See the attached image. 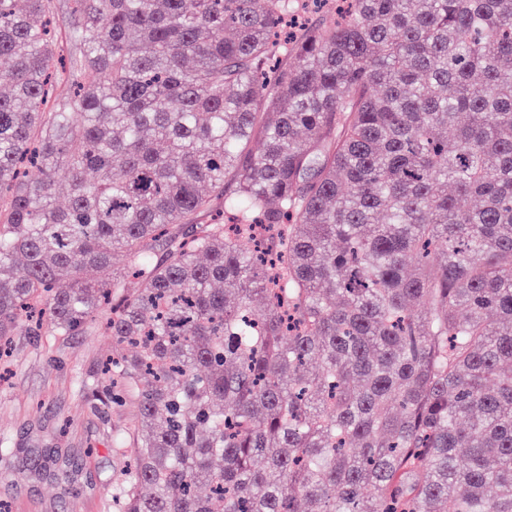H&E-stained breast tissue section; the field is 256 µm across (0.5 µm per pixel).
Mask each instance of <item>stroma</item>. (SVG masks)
<instances>
[{
	"instance_id": "stroma-1",
	"label": "stroma",
	"mask_w": 512,
	"mask_h": 512,
	"mask_svg": "<svg viewBox=\"0 0 512 512\" xmlns=\"http://www.w3.org/2000/svg\"><path fill=\"white\" fill-rule=\"evenodd\" d=\"M112 338L96 321L54 333L48 315L21 328L0 358V504L8 512H113L112 485L128 458L120 440L135 397L110 400L102 374Z\"/></svg>"
}]
</instances>
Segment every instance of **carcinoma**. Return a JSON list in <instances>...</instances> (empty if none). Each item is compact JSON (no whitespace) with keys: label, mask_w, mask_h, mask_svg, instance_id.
Returning a JSON list of instances; mask_svg holds the SVG:
<instances>
[{"label":"carcinoma","mask_w":512,"mask_h":512,"mask_svg":"<svg viewBox=\"0 0 512 512\" xmlns=\"http://www.w3.org/2000/svg\"><path fill=\"white\" fill-rule=\"evenodd\" d=\"M297 3L74 0L60 69L0 0V341L106 318L117 512H512V0Z\"/></svg>","instance_id":"cac0c4a2"}]
</instances>
